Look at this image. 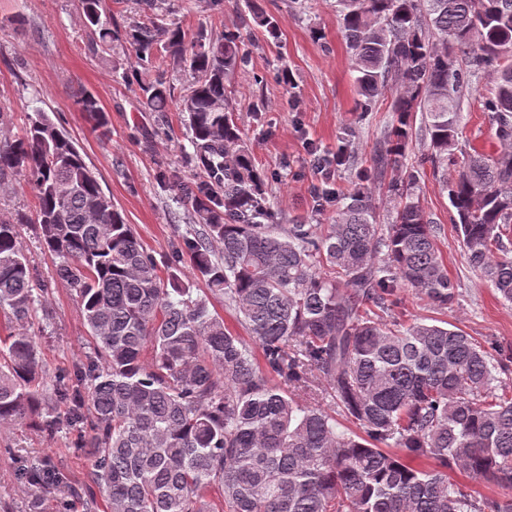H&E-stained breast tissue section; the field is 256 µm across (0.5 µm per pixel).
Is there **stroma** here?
Instances as JSON below:
<instances>
[{
  "label": "stroma",
  "mask_w": 512,
  "mask_h": 512,
  "mask_svg": "<svg viewBox=\"0 0 512 512\" xmlns=\"http://www.w3.org/2000/svg\"><path fill=\"white\" fill-rule=\"evenodd\" d=\"M278 21V32L247 29L251 63L247 71L226 80L228 97L245 133L256 165L268 175L266 191L282 224L331 223L335 203L316 205V186L347 184L350 169L331 175L317 173L314 153L335 154L342 135L356 165H368L396 115L393 94H385L375 111L360 118L351 54L341 34L335 0H308L298 14L293 0H257ZM166 23L186 33L206 28L214 34L239 27L249 16L247 0H168ZM95 37L78 9V0H0V138L20 133L34 110L45 112L78 146L102 189L156 258L161 277H168L173 246L192 233L187 211L176 203L162 177L188 176L195 169L184 155L191 149L183 115L177 110L149 112L143 105L142 83L126 80L132 56L123 43L95 50ZM495 72L479 74L460 97L463 142L486 153L499 143L482 100L493 92ZM96 96L107 118L93 130L74 104L77 92ZM419 200L440 225L439 248L448 275L457 288L453 305L442 318L480 340L512 345V305L497 298L493 288L469 264L461 237L453 230L446 192L424 172ZM19 233L30 267L48 286V302L26 330L34 336L45 367L47 386H55L61 370L82 362L92 338L79 304L58 278L57 258L42 245L39 227L20 225ZM80 433L63 430L48 437L29 426H0V512H88L85 502L69 489L43 492L20 473L32 460L62 461L72 480L88 473Z\"/></svg>",
  "instance_id": "1"
}]
</instances>
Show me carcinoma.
<instances>
[{
    "label": "carcinoma",
    "instance_id": "carcinoma-1",
    "mask_svg": "<svg viewBox=\"0 0 512 512\" xmlns=\"http://www.w3.org/2000/svg\"><path fill=\"white\" fill-rule=\"evenodd\" d=\"M100 45L120 36L100 0H79ZM365 117L395 92L396 124L371 164L336 198L324 232L277 224L230 106L228 76L249 65L245 37L135 23L121 36L132 76L164 57L192 78L173 101L163 76L142 84L145 108L186 117L190 162L204 179L172 184L200 226L179 240L208 289L224 296L260 349L224 325L208 299L177 272L164 280L151 252L103 191L75 143L40 110L0 140V185L24 177L35 193L42 242L81 306L94 343L86 362L49 392L34 337L0 336V425L25 420L51 437L65 425L88 430L84 495L104 512H512V396L498 376L512 347L486 348L432 318L392 317L412 288L436 310L456 288L414 188L425 165L443 177L450 221L470 265L512 304V0H336ZM253 22L274 36L258 8ZM482 70L497 73L483 101L501 149H458L457 97ZM75 104L106 126L98 99ZM423 115L431 153L404 166L411 113ZM453 174H448V167ZM392 223L377 222L371 194L389 172ZM24 218H0V316L26 323L47 289L36 283L20 241ZM222 244L217 257L211 243ZM320 391L358 431L301 397ZM428 460L420 467L415 461ZM459 471L493 482L482 495L451 479ZM50 491L69 483L50 459L24 469Z\"/></svg>",
    "mask_w": 512,
    "mask_h": 512
}]
</instances>
